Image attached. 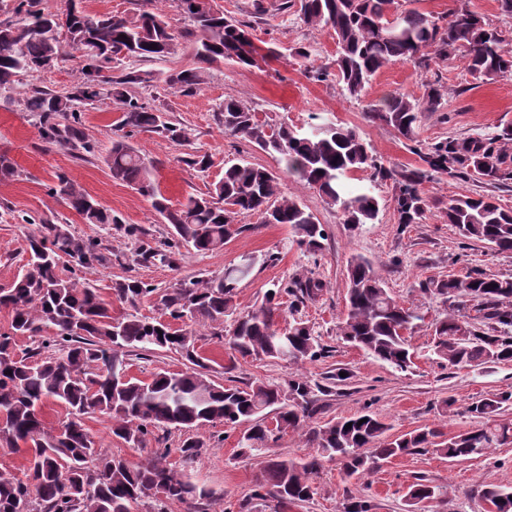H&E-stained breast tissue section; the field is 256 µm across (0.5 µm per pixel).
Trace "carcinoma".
<instances>
[{"label":"carcinoma","instance_id":"obj_1","mask_svg":"<svg viewBox=\"0 0 512 512\" xmlns=\"http://www.w3.org/2000/svg\"><path fill=\"white\" fill-rule=\"evenodd\" d=\"M162 8L144 9L136 16H95L77 0H66L52 13L43 0H11V16L0 19V95L14 90L23 73L49 69L48 62L66 57L79 60L78 77L63 93L36 89L25 111L39 125L42 140L79 156L93 154L96 145L85 131L80 106L102 99L115 102L120 116L116 128L128 135L151 132L185 145L189 133L165 119L128 91L132 85L163 83L167 89L193 95L207 69L226 60L254 67L276 58L273 48L258 46L249 23L224 15L211 0H160ZM186 15L192 29L175 34L166 20V8ZM296 8L307 24L334 31L337 56L333 76L349 96L358 98L383 67L412 62L428 70L433 60L455 57L474 76L512 75V52L503 50L497 29L460 4L448 17L404 9L399 0H281L278 9ZM67 17L65 35L54 32L56 18ZM193 43L196 67L180 71H127L112 75V63L128 58L160 60L175 54L181 38ZM156 48H150V45ZM442 95L436 83L425 85L422 97L396 94L367 112L407 141L419 157L413 169L396 170L384 164L359 130L332 122L298 128L260 120L242 101L228 97L216 118L224 134L249 141L275 156L289 175L317 189L342 213L344 223L372 224L380 203L373 186L353 189L350 176L371 171V181L393 183L394 213L399 224H416L427 207L422 184L443 175L466 179L479 176L491 186L512 181L506 156L512 138H445L424 144L416 135L425 112H437ZM112 180L134 188L152 201L173 236L154 242L141 239V230L124 224L66 175H56L51 194L75 211L86 224H101L139 242L144 262L167 260L181 246L197 253L224 247L243 233L242 214L257 213L264 224H286L297 245L310 254L322 250L323 225L294 198L277 199V176L262 166L236 163L208 192L191 196L172 208L153 179V163L124 139L112 140L106 157ZM448 223L465 240L483 242L499 253L512 252V211L497 205L491 195H451L445 205ZM30 258L9 288L0 290V308L9 310V327L0 329V446L18 451L26 445L28 465L23 476L0 471V512H132L148 500L151 512H168V504L212 497L194 483L184 468L199 458L206 444L189 436L178 448L182 467L170 460L171 449L157 448L146 462L131 466L97 444L85 429L83 417L107 416L112 434L139 446L158 428L191 429L207 423L226 426L249 422L238 441L249 454L261 455L283 433L303 428L316 413L317 394L329 387L293 377L287 387L256 382L245 387L224 386L208 377L209 359L200 356L195 332L176 328L188 319L213 326L211 335L229 349L255 360L277 359L298 364L326 354L312 327L302 320L289 323L291 336L276 338L283 297L296 310L319 297L323 283L314 278L272 283L260 305L247 313L236 310L237 285L252 270L231 265L217 279H197L160 288L139 278H127L112 288L128 312L114 317L98 290L85 277L105 262L99 243L78 238L62 224L40 220L39 233L28 238ZM347 314L339 326L344 341L382 363L402 371L413 364L409 337L401 335L424 322L422 307L393 298L382 275L362 256L351 257ZM421 294L440 297L449 310L431 323L432 351L450 368H474L512 361V277L490 276L472 269L463 276L429 278L419 284ZM145 298L161 311L158 317L138 312ZM468 339H461L462 334ZM38 340L37 347L17 352V338ZM168 348L181 354L188 367L160 371L148 380L129 376L113 382L109 364L121 366L127 353ZM66 406L71 418L57 426L41 415L47 401ZM512 403V392L472 403L466 409L477 420L473 429L439 440L435 429H415L394 438L388 425L365 410L348 419L327 421L308 431L316 448L306 460L265 458L249 498L240 512L257 507L286 512L288 506L308 502L316 494L314 476L322 459L342 461L347 477L361 478L389 459L431 451L451 460L485 456L512 442V423L496 416ZM275 413L277 430L265 424ZM352 427L345 428L346 424ZM446 494L443 488L419 477L410 486L409 499ZM478 496L493 512H512V491L483 487ZM368 493H358L343 504V512H375Z\"/></svg>","mask_w":512,"mask_h":512}]
</instances>
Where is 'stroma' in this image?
<instances>
[{
  "label": "stroma",
  "mask_w": 512,
  "mask_h": 512,
  "mask_svg": "<svg viewBox=\"0 0 512 512\" xmlns=\"http://www.w3.org/2000/svg\"><path fill=\"white\" fill-rule=\"evenodd\" d=\"M279 2L263 0L267 11L258 15L253 9L254 0H215L225 15L250 22L256 44L281 51V58L259 69L230 60L212 66L198 92L191 96L172 93L160 83L134 86V93L143 101L187 129L190 144H173L147 132L133 134L128 142L154 163L157 188L174 208L189 196L207 192L222 179L227 166L242 161L266 166L279 175V195L300 201L323 225L326 238L322 251L312 255L298 248L286 225L265 224L259 215L243 214L238 222L244 225V232L221 250L201 254L182 247L166 262L143 264L122 234L106 226L84 223L51 195L57 173H66L123 223L137 225L145 240L166 238L171 233L150 199L114 182L109 174L105 158L116 135L119 113L115 104L102 100L85 107L86 132L97 145L95 154L85 159L46 144L29 121L24 110L29 92L47 88L62 92L75 82L78 63L66 60L51 70L22 75L14 91L0 96V154L8 155L21 171L18 177L0 179V288L9 287L28 260L26 241L38 227L23 223L26 214L65 223L75 236L98 240L102 252L112 255V262L97 266L88 278L116 316L123 312L122 304L112 294L116 281L134 276L167 288L197 277L214 279L223 275L225 267L236 263L240 254L250 253L258 263L251 276L239 285L234 298L238 311L256 307L272 282L319 279L324 284L321 295L298 312H284L283 317L289 321L296 317L307 320L329 354L299 364L244 358L213 337L210 326L182 321V328L195 332L199 352L211 359L210 376L215 382L240 387L256 381L283 385L300 374L321 384L328 375L343 372L346 381L321 396L309 427L368 408L390 423L395 435L423 427L436 428L446 438L465 432L475 425L466 412L471 403L512 391V362L463 369L442 366L431 351L433 335L427 326L411 335L415 358L412 368L405 371L350 346L337 333V324L346 313L347 266L352 255L364 256L382 273L396 300L423 305L428 319H435L446 305L442 299L420 293L419 284L426 278L459 276L471 268L512 276V254L495 252L478 241L471 242L469 249H462V239L448 222L443 200L451 195L490 193L502 208L512 210V183L496 189L471 179L424 183L428 199L425 214L419 223L404 228L394 214L393 184L382 182L375 189L380 202L376 222L353 227L345 224L340 211L327 204L316 190L302 187L284 173L276 158L254 144L225 135L214 113L217 104L230 96L273 123L285 121L303 127L311 116L321 115L336 124L359 128L387 166L413 168L420 161L408 150L404 139L367 119L371 105L398 93L422 95L430 73L435 72L439 75L444 110L423 114L419 140L427 143L446 135L492 137L512 131V76L476 78L455 59L436 62L428 73L410 62L395 63L381 69L362 96L353 98L336 79L318 82L308 79L305 73L309 65L331 67L337 52L334 32L305 24L293 12L278 11ZM300 46L309 52L303 64L286 55L287 49ZM189 150L209 156L206 171L183 163ZM270 253L276 255V262L264 264L265 255ZM84 424L109 454L134 466L149 458L154 449L165 447L172 451L171 462H179L175 449L186 437L183 431L160 428L147 436L142 446L134 448L113 435L111 423L103 415L85 417ZM245 429L241 423L231 427L207 425L195 431L207 448L187 473L213 493L206 512H222L228 500H245L253 485L259 460L242 457L238 447ZM418 476L448 489L446 497L429 504V512H489L474 491L480 486L512 489V444L463 461H451L431 452L397 456L360 480L346 477L339 462L327 461L315 477L314 499L291 507L289 512H342L348 495L357 493L365 483L378 505L376 512H408L407 493Z\"/></svg>",
  "instance_id": "1"
}]
</instances>
